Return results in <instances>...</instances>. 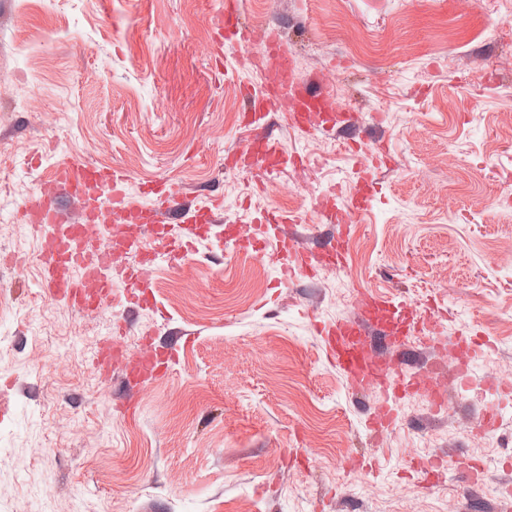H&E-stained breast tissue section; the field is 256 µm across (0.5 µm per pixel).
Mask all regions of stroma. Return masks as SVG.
Masks as SVG:
<instances>
[{"instance_id":"obj_1","label":"stroma","mask_w":512,"mask_h":512,"mask_svg":"<svg viewBox=\"0 0 512 512\" xmlns=\"http://www.w3.org/2000/svg\"><path fill=\"white\" fill-rule=\"evenodd\" d=\"M223 12L224 0H0V252H38L24 198L87 158L125 170L133 199L163 180L245 232L265 212L295 214L317 253L336 234L321 192L349 201L360 153L384 142L347 262L286 281L269 256L209 236L149 267V304L91 313L34 298L37 267L0 268V512H495L512 413L474 430L494 397L450 374L446 415L405 394L372 448L380 391L328 362L314 324L379 289L434 315L448 343L485 340L473 369L512 388V0H243V27H277L297 78L331 91L360 144L269 113L272 136L309 159L270 177L226 165L247 137L243 92L262 81L250 47L218 30ZM121 325L106 376L93 360ZM158 350L164 372L129 384L126 361ZM421 457L444 462L428 489Z\"/></svg>"}]
</instances>
